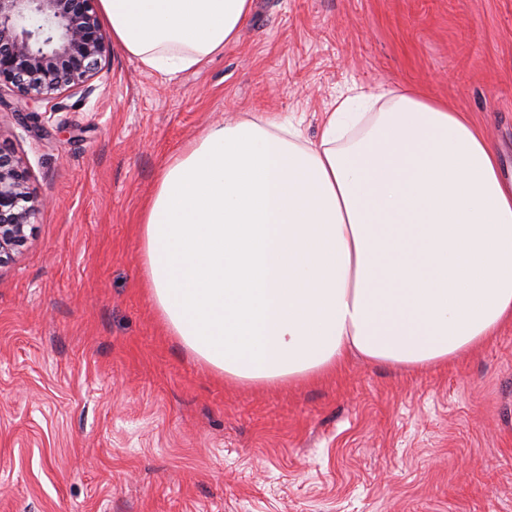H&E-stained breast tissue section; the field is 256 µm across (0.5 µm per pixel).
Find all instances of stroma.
Listing matches in <instances>:
<instances>
[{
    "mask_svg": "<svg viewBox=\"0 0 512 512\" xmlns=\"http://www.w3.org/2000/svg\"><path fill=\"white\" fill-rule=\"evenodd\" d=\"M405 90L467 112L511 176L512 0H254L176 77L115 46L90 97L0 88L38 204L0 267V512H512V323L435 368L234 384L143 284L142 209L210 125L314 139L336 97Z\"/></svg>",
    "mask_w": 512,
    "mask_h": 512,
    "instance_id": "1",
    "label": "stroma"
}]
</instances>
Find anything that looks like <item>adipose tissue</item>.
Returning <instances> with one entry per match:
<instances>
[{"instance_id":"1","label":"adipose tissue","mask_w":512,"mask_h":512,"mask_svg":"<svg viewBox=\"0 0 512 512\" xmlns=\"http://www.w3.org/2000/svg\"><path fill=\"white\" fill-rule=\"evenodd\" d=\"M253 0H99L113 41L168 76L223 53ZM338 97L318 139L266 113L215 124L161 171L145 285L171 335L236 383L356 352L442 365L512 322V178L467 113Z\"/></svg>"}]
</instances>
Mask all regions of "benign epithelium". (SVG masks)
<instances>
[{"label":"benign epithelium","mask_w":512,"mask_h":512,"mask_svg":"<svg viewBox=\"0 0 512 512\" xmlns=\"http://www.w3.org/2000/svg\"><path fill=\"white\" fill-rule=\"evenodd\" d=\"M109 53L96 0H0V85L29 100L90 96ZM29 181L28 168L0 150V266L26 242L37 212Z\"/></svg>","instance_id":"1"}]
</instances>
